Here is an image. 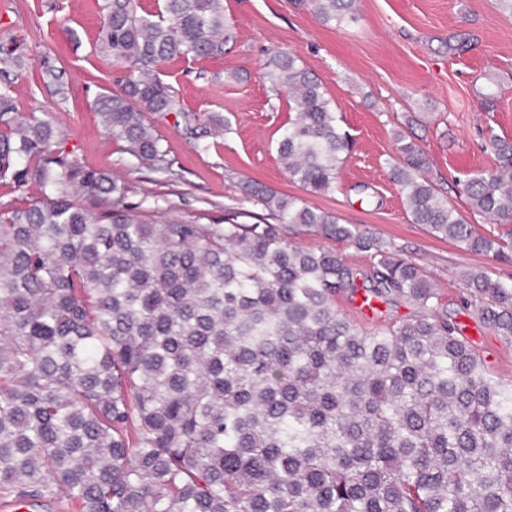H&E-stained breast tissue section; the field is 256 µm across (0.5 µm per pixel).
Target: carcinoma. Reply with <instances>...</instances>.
Wrapping results in <instances>:
<instances>
[{
	"label": "carcinoma",
	"instance_id": "carcinoma-1",
	"mask_svg": "<svg viewBox=\"0 0 512 512\" xmlns=\"http://www.w3.org/2000/svg\"><path fill=\"white\" fill-rule=\"evenodd\" d=\"M324 23L356 0H311ZM224 0H105L97 48L127 68L94 111L139 167L169 171L147 113L175 99L174 58L224 55ZM267 77L295 116L277 145L311 194L336 189L350 149L323 83L277 50ZM45 114L0 112V181L42 197L0 208V493L54 488L79 512H512V381L496 379L440 311L418 266L306 200L245 187L276 220L196 224L134 211L126 186L62 155ZM390 176L412 220L474 252L512 260L478 235L424 175L404 134ZM495 168L465 191L512 220V140L489 134ZM304 228L370 255L301 247ZM479 320L512 340V282L465 273ZM416 311L374 332L340 294Z\"/></svg>",
	"mask_w": 512,
	"mask_h": 512
}]
</instances>
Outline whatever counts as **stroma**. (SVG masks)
<instances>
[{
	"label": "stroma",
	"instance_id": "stroma-1",
	"mask_svg": "<svg viewBox=\"0 0 512 512\" xmlns=\"http://www.w3.org/2000/svg\"><path fill=\"white\" fill-rule=\"evenodd\" d=\"M102 0H0V45L24 44L20 63L0 62V112L49 113L61 149L84 168L125 184L126 205L163 208L209 224L237 211L245 223L268 221L244 194L245 182L306 197L401 251L421 268L449 317L492 374L512 380V342L461 306L465 272L512 279V262L466 250L413 223L389 165L400 159L396 131L423 148L426 176L478 234L502 236L512 225L472 211L466 179L491 167L488 134L512 139V9L499 0H357L358 18L322 23L309 0H224L233 30L221 56L176 58L160 77L174 111L148 115L167 150L170 173L137 167L107 139L94 100L119 92L125 72L98 53ZM464 41L463 50L448 48ZM298 55L319 78L351 151L336 189L306 194L277 157L280 128L294 115L288 92L264 79L269 52ZM59 79L43 78L45 68Z\"/></svg>",
	"mask_w": 512,
	"mask_h": 512
}]
</instances>
